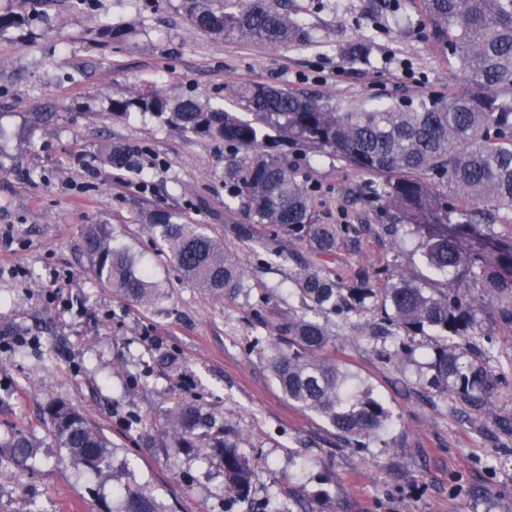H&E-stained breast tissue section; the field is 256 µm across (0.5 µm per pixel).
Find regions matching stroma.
Returning a JSON list of instances; mask_svg holds the SVG:
<instances>
[{
    "label": "stroma",
    "mask_w": 512,
    "mask_h": 512,
    "mask_svg": "<svg viewBox=\"0 0 512 512\" xmlns=\"http://www.w3.org/2000/svg\"><path fill=\"white\" fill-rule=\"evenodd\" d=\"M298 42L271 46L194 30L182 0H0L21 23L0 30V423L42 440L30 467L0 470V512H115L113 491L147 485L167 512H224V469L213 449L161 442L158 414L176 399H204L254 459L255 502L287 512H512L511 443L496 418L416 384L410 362L383 358L353 324L330 319L336 360L369 382L398 419L391 447L357 448L299 409L266 367L268 331L252 307L300 306L295 262L253 251L230 230L245 215L224 181L231 151L155 117L119 119L112 99L146 89L195 95L234 112V91L264 83L330 98L339 108L388 105L467 91L449 53L432 48L409 0H288ZM122 38L104 37L112 27ZM361 43L363 56L348 54ZM135 151L136 171L104 166L111 145ZM321 220L350 230L319 260L339 281L391 266L431 279L417 238L396 246L388 217L358 197L365 175L321 152L297 151ZM157 209L185 213L244 266L250 297L215 298L180 279L145 226ZM89 224L111 225L139 267L167 287L153 305L128 302L92 276ZM163 353L182 362L172 370ZM62 400L87 414L115 448L92 475L48 438L42 408Z\"/></svg>",
    "instance_id": "35a3bbf8"
}]
</instances>
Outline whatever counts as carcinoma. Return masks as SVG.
Masks as SVG:
<instances>
[{"instance_id": "obj_1", "label": "carcinoma", "mask_w": 512, "mask_h": 512, "mask_svg": "<svg viewBox=\"0 0 512 512\" xmlns=\"http://www.w3.org/2000/svg\"><path fill=\"white\" fill-rule=\"evenodd\" d=\"M426 20L434 48L451 52L466 75L461 94H431L417 103L342 110L329 99L262 83L241 84L235 95L241 111L228 112L200 98L169 99L136 92L112 100V115L150 112L185 135L221 141L235 152L225 170L245 207L248 224L238 235L277 259L279 237L309 253L333 257L349 225L325 224L315 210L307 178L296 159L267 145L270 132L305 149L323 152L366 175L367 200L394 219L391 231L420 239L428 267L444 276L429 288L390 270L360 269L349 284L298 256L293 276L302 303L323 316L347 321L374 314L365 336L391 342L386 358L412 357L422 345L432 354L419 380L468 410L488 409L512 390V371L490 364L479 315L492 311L512 332V243L497 254L466 247L459 236L496 240L495 227L512 224V0H412ZM195 30L272 45L288 43L301 29L281 0H183ZM105 162L135 169L131 152L116 147ZM150 236L178 271L217 298L250 295L239 261L223 242L176 212L147 217ZM272 231L256 236L250 225ZM84 249L95 279L121 298L138 304L165 297L163 287L136 266L128 248L108 224H89ZM269 330L267 367L288 400L321 417L345 440L360 447L389 446L396 420L373 388L321 353L336 337L328 326L292 311H254ZM47 434L79 466L102 473L111 444L76 408L62 401L46 405ZM171 448H215L224 467L229 505L255 512L251 501L253 460L235 432L215 416L204 398L177 399L161 415ZM36 435L22 426L0 431V456L26 467L38 454ZM116 512H165L145 487L117 490Z\"/></svg>"}]
</instances>
